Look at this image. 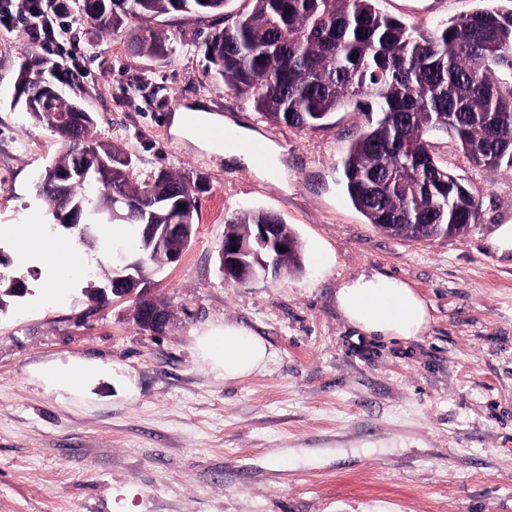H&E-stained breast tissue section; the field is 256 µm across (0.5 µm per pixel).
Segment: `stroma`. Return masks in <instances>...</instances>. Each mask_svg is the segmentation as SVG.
<instances>
[{
  "instance_id": "stroma-1",
  "label": "stroma",
  "mask_w": 512,
  "mask_h": 512,
  "mask_svg": "<svg viewBox=\"0 0 512 512\" xmlns=\"http://www.w3.org/2000/svg\"><path fill=\"white\" fill-rule=\"evenodd\" d=\"M67 4L62 61L80 75L95 135L131 153L133 180L198 179L199 219L182 259L154 278L152 298L170 315L159 335L136 325L132 299L89 303L85 275L41 301L49 269L18 265L0 242V270L24 285L0 309V512H512V246L490 244L512 224V167L473 166L453 139L432 138L436 161L478 200V220L461 237L387 236L340 183L366 113L341 110L315 129L272 124L207 72L221 17H159L172 47L159 58L129 50L138 24L105 35ZM378 6L431 27L478 0ZM33 48L24 26H0V225L52 222L35 183L60 141L12 104ZM175 99L264 142L269 164L175 136ZM255 208L293 228L303 269L226 282L225 228ZM361 275L400 279L425 300L421 336L373 338L346 321L336 292ZM228 322L270 352L237 381L199 348ZM70 366L93 376L56 385L51 373Z\"/></svg>"
}]
</instances>
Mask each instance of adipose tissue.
<instances>
[{
    "label": "adipose tissue",
    "instance_id": "1",
    "mask_svg": "<svg viewBox=\"0 0 512 512\" xmlns=\"http://www.w3.org/2000/svg\"><path fill=\"white\" fill-rule=\"evenodd\" d=\"M0 239L12 243L16 260L22 264L69 261L80 267L74 243L51 246L42 225L4 224ZM336 303L351 326L369 336L385 339H413L430 321L426 302L406 283L387 276H359L345 281L336 293ZM205 358L222 370L225 379H242L263 369L270 353L264 339L250 329L225 324L223 330L202 337Z\"/></svg>",
    "mask_w": 512,
    "mask_h": 512
}]
</instances>
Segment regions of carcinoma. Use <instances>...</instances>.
Returning a JSON list of instances; mask_svg holds the SVG:
<instances>
[{
	"instance_id": "cac0c4a2",
	"label": "carcinoma",
	"mask_w": 512,
	"mask_h": 512,
	"mask_svg": "<svg viewBox=\"0 0 512 512\" xmlns=\"http://www.w3.org/2000/svg\"><path fill=\"white\" fill-rule=\"evenodd\" d=\"M228 0H78L81 12L101 31L116 35L130 21L145 27L137 51L163 57L169 38L149 24L172 12L222 14ZM245 13L225 17L221 44L207 51L210 70L224 87L251 102L274 124L315 128L335 112L354 106L378 114L342 161L344 189L354 207L383 233L410 240L458 237L478 219L472 192L433 157V135L453 138L471 163L512 167V7L480 6L433 29H420L385 14L377 0H251ZM70 111L61 97L24 116L52 129L66 147L39 174L37 195L53 219L73 206L101 204L107 178L74 176L55 189L53 173L74 170L83 153L109 158L132 155L92 135L89 119L76 136L56 123ZM134 205L129 223H180L196 231V181L160 171L148 181L112 179ZM263 209L239 212L224 238L240 242L256 224H280ZM287 249L279 272L303 268L298 238L283 227Z\"/></svg>"
}]
</instances>
